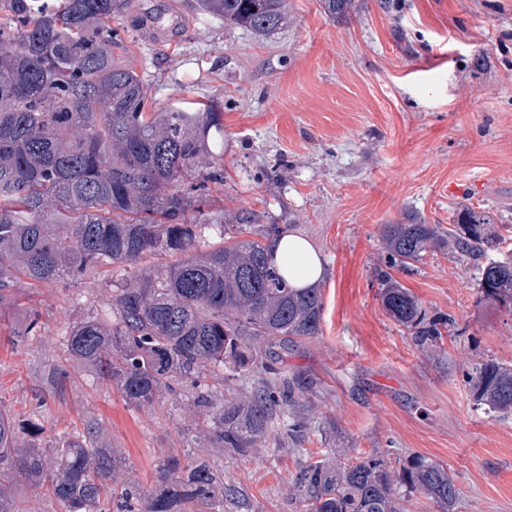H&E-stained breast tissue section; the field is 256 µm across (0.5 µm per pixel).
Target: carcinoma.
<instances>
[{"label": "carcinoma", "mask_w": 512, "mask_h": 512, "mask_svg": "<svg viewBox=\"0 0 512 512\" xmlns=\"http://www.w3.org/2000/svg\"><path fill=\"white\" fill-rule=\"evenodd\" d=\"M127 0H0V303L22 277L35 283L112 276L133 270L115 288L107 309L81 320L64 336L68 362L52 365L44 384L61 397L73 382L71 364L115 384L138 408L153 407L183 377H256L253 394L213 406L201 391L202 433L210 448L246 455L262 447L288 416V437L305 440L313 417L306 394L313 380L282 375L279 352L322 331L321 289L299 292L268 259L272 224L258 239L207 238L221 214L201 206L211 181L210 142L224 143V113L210 104L193 111L154 110L140 75L117 59L112 18ZM199 13L266 35L288 22L287 0H191ZM190 213L201 219L187 223ZM388 268L406 269L429 250L452 247L483 255L506 238L469 206L453 227L385 224ZM204 251H199V248ZM173 258L159 270L151 256ZM380 299L390 318L413 331L419 346L442 340L453 321L431 320L409 288L379 269ZM478 291L512 307V256L481 267ZM30 312L14 333L41 335ZM476 407L512 414V366L490 361L467 376ZM13 415L0 407V474L50 491L60 512H192L204 504L224 512L235 489L224 486L213 459L170 458L159 487L144 493L121 478L124 463L98 419L61 439L18 443ZM417 492L440 512H453L458 489L448 468L418 456L394 474L377 452L337 465H301L293 491L305 512H404L400 488ZM0 512H32L0 482Z\"/></svg>", "instance_id": "obj_1"}]
</instances>
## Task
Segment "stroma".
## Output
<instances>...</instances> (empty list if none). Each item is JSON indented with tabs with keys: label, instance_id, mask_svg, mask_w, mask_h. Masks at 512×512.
Returning a JSON list of instances; mask_svg holds the SVG:
<instances>
[{
	"label": "stroma",
	"instance_id": "obj_1",
	"mask_svg": "<svg viewBox=\"0 0 512 512\" xmlns=\"http://www.w3.org/2000/svg\"><path fill=\"white\" fill-rule=\"evenodd\" d=\"M288 23L258 36L200 15L190 0H130L113 18L122 61L157 109L214 103L224 112V179L204 212L251 213L243 235L271 224L321 252L322 333L281 353L283 373L314 377L316 423L302 449L281 436L241 456L217 455L238 499L224 512H303L291 486L307 457L378 450L393 468L416 455L456 479L455 512H512V415L474 405L476 363L512 365V310L480 300L479 270L499 259L426 253L392 275L428 318H454L437 347L420 348L379 298L385 224L450 226L458 207L512 230V0H351L328 16L321 0H288ZM86 276L30 287L0 307V404L23 440L72 433L99 419L125 461V480L150 492L169 457L202 452L190 382L151 408L79 370L64 398L43 391L74 322L104 309L115 285ZM41 335L11 344L28 309Z\"/></svg>",
	"mask_w": 512,
	"mask_h": 512
}]
</instances>
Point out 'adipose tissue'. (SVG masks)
<instances>
[{"instance_id": "adipose-tissue-1", "label": "adipose tissue", "mask_w": 512, "mask_h": 512, "mask_svg": "<svg viewBox=\"0 0 512 512\" xmlns=\"http://www.w3.org/2000/svg\"><path fill=\"white\" fill-rule=\"evenodd\" d=\"M270 256L291 287L309 288L325 276L326 266L320 252L299 234L286 233L274 240Z\"/></svg>"}]
</instances>
